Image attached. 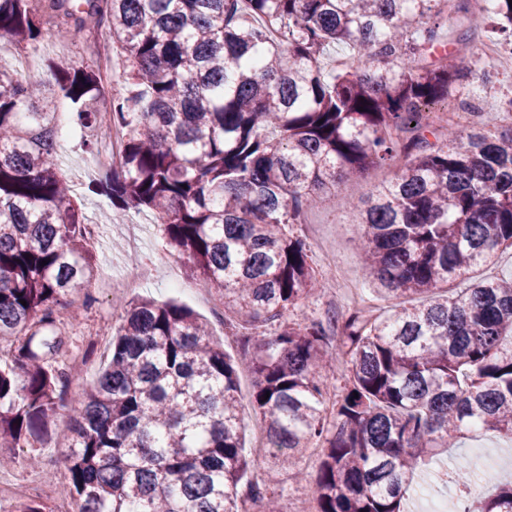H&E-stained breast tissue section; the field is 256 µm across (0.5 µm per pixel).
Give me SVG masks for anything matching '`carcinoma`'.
I'll return each instance as SVG.
<instances>
[{"mask_svg":"<svg viewBox=\"0 0 512 512\" xmlns=\"http://www.w3.org/2000/svg\"><path fill=\"white\" fill-rule=\"evenodd\" d=\"M463 12L456 42L485 25L454 0H0V46L74 40L108 28L128 91L112 99L120 170L76 188L57 151L43 72H0V448L40 443L74 412L58 462L76 512H279L268 475H302L321 448L315 512H403L415 472L477 429L512 438V282L449 285L512 249V128L438 130L422 107L469 96L492 70L445 46L432 14ZM512 44V6L494 0ZM352 65L321 66L326 49ZM76 124L99 128L102 77L47 64ZM403 160L376 187L359 239L390 313L362 310L329 350L320 321L290 310L316 286L311 249L289 232L345 179ZM151 211L196 285L237 318L273 468L247 479L238 374L209 326L182 305L124 307L107 362L68 398L59 361L67 296L94 276L80 194ZM46 265H41V262ZM26 304H21L20 300ZM275 327L252 344L249 328ZM349 358L325 415L318 368ZM451 483L461 512H512V483L466 459Z\"/></svg>","mask_w":512,"mask_h":512,"instance_id":"1","label":"carcinoma"}]
</instances>
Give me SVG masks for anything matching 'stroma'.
Instances as JSON below:
<instances>
[{"mask_svg":"<svg viewBox=\"0 0 512 512\" xmlns=\"http://www.w3.org/2000/svg\"><path fill=\"white\" fill-rule=\"evenodd\" d=\"M82 47L73 42L59 41L38 44L37 47H25V54L35 55L36 69H43L46 61L60 65L94 67L93 51L99 46H111L112 37L107 30L86 32ZM512 91V79L504 74H496L493 81L484 87L479 98L485 109V120L495 128L512 126V114L503 108V100ZM95 129H85L83 134L73 135L68 142L61 144L58 152L63 160V168L70 178L79 183H88L98 177L101 167L95 157L86 154L82 148L83 139L95 138ZM397 165L388 164L374 167L350 178L336 189L340 201L336 207L322 205L304 210L298 224L293 225L294 234L306 239L311 247L313 268L318 274L316 290L298 301L291 311V320L298 325L309 324L314 319H324L350 313L355 299H363L368 308L377 314H384L387 304L377 298L364 276L361 246L358 240L357 220L368 198L376 187L377 181H389L394 178ZM81 208L91 223L101 224L106 213H113L115 220L137 225L139 237L137 250H129L122 235L105 238L96 251L103 271L114 276L128 275L136 271L134 256L144 257L146 265H157L159 260L168 258L169 248L159 225L155 224L149 211L111 212L107 200L97 196H86L81 200ZM331 258L350 285L349 291L330 295L327 280L319 268L323 258ZM137 297H150L160 302L175 301L192 309L199 317L210 324V339L223 346L230 357L239 354V338L235 328L226 326L216 312L220 303L215 293L197 286L174 288L164 280L149 279L138 288L120 293H108L97 286L88 291H75L69 300L80 312V318L74 323H64L62 333L69 342L70 360L84 362L80 375L75 376L69 387L70 393L79 392L98 372L105 361L112 340V334L121 321L120 301ZM102 332V342H95L94 332ZM238 378L241 388L242 417L244 423L245 453L255 470L266 468L268 460L257 445L263 425L251 405L253 376L247 366H239ZM9 457L10 462L0 467V480L14 484H29L33 487V498L43 500L48 508H56L58 490L65 483L62 469L55 459L59 453L56 441H48L44 450V461L39 468L28 467L24 462L12 461V449L0 452ZM320 451L318 448L307 450L303 467L305 477L300 481L281 480V495L284 512H305L309 506V496L313 490Z\"/></svg>","mask_w":512,"mask_h":512,"instance_id":"obj_1","label":"stroma"}]
</instances>
